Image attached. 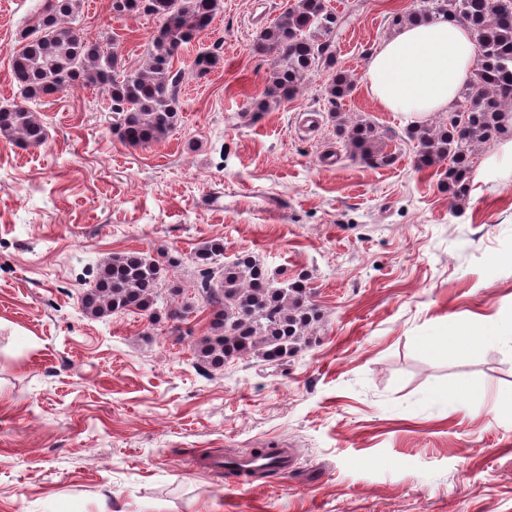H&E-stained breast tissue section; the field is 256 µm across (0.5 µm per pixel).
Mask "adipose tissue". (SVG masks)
I'll use <instances>...</instances> for the list:
<instances>
[{
	"mask_svg": "<svg viewBox=\"0 0 512 512\" xmlns=\"http://www.w3.org/2000/svg\"><path fill=\"white\" fill-rule=\"evenodd\" d=\"M477 59L467 24L431 19L403 27L383 43L368 59L363 81L385 111L415 124L452 106Z\"/></svg>",
	"mask_w": 512,
	"mask_h": 512,
	"instance_id": "ef3b65f1",
	"label": "adipose tissue"
}]
</instances>
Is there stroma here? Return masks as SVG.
I'll list each match as a JSON object with an SVG mask.
<instances>
[{
    "mask_svg": "<svg viewBox=\"0 0 512 512\" xmlns=\"http://www.w3.org/2000/svg\"><path fill=\"white\" fill-rule=\"evenodd\" d=\"M293 2L222 0L174 60L163 141L123 144L80 87L37 105L43 145L0 139V512H512V344L438 345L512 312V185L470 184L453 205L445 166L419 168L406 121L361 81L416 0H327L345 18L335 67L253 114L270 70L254 39ZM46 4L0 0V106ZM78 25L136 70L158 20L83 0ZM205 51L220 64L201 74ZM338 70L353 89L332 104ZM309 111L322 123L301 128ZM338 112L375 127L376 164L351 157ZM212 239L225 261L306 279L321 320L287 361L197 364L211 309L193 256ZM126 250L163 265L182 319L83 315L99 263ZM465 380L480 392L434 398ZM254 448L297 466L256 480L210 464Z\"/></svg>",
    "mask_w": 512,
    "mask_h": 512,
    "instance_id": "obj_1",
    "label": "stroma"
}]
</instances>
